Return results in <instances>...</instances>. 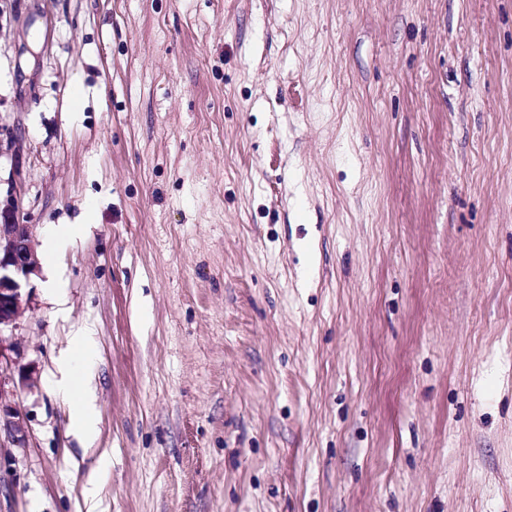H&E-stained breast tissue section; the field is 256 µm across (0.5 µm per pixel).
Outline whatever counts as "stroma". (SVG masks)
Listing matches in <instances>:
<instances>
[{
	"label": "stroma",
	"mask_w": 512,
	"mask_h": 512,
	"mask_svg": "<svg viewBox=\"0 0 512 512\" xmlns=\"http://www.w3.org/2000/svg\"><path fill=\"white\" fill-rule=\"evenodd\" d=\"M0 121V512H512V0H0ZM24 138L17 127L0 121V167L2 157L11 161L12 176L4 194L0 179V432L16 426L18 412L11 405L18 385L24 386L31 373L18 370V383L12 370L14 360L5 354V331L13 329L28 303L26 289L40 273V260L29 224H22L23 209L22 150ZM9 384H12L9 387ZM58 372L59 377L53 382V393L70 406L74 430L85 438H92L97 431V413L88 402L77 400L74 372L69 360L60 361Z\"/></svg>",
	"instance_id": "obj_1"
}]
</instances>
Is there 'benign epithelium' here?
<instances>
[{"mask_svg":"<svg viewBox=\"0 0 512 512\" xmlns=\"http://www.w3.org/2000/svg\"><path fill=\"white\" fill-rule=\"evenodd\" d=\"M24 138L18 128L0 123V158L11 161L12 176L0 193V426H16L18 412L10 398L27 383L30 373L21 368L11 373L14 360L5 354V331L13 329L28 303L26 289L40 273V260L30 225L19 221L23 209L22 150Z\"/></svg>","mask_w":512,"mask_h":512,"instance_id":"7a95c632","label":"benign epithelium"}]
</instances>
